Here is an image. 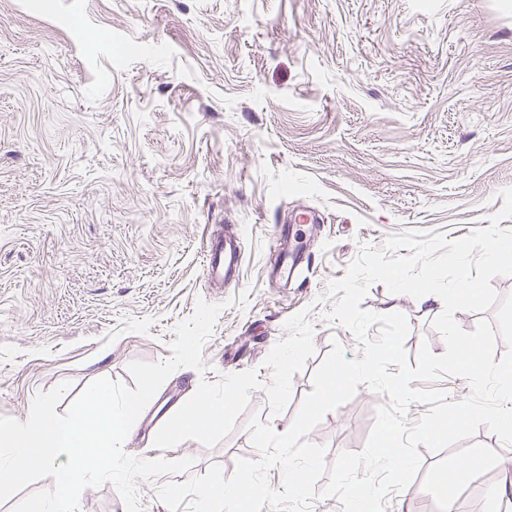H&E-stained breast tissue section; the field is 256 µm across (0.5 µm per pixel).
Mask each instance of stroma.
<instances>
[{
	"instance_id": "stroma-1",
	"label": "stroma",
	"mask_w": 512,
	"mask_h": 512,
	"mask_svg": "<svg viewBox=\"0 0 512 512\" xmlns=\"http://www.w3.org/2000/svg\"><path fill=\"white\" fill-rule=\"evenodd\" d=\"M507 187L512 0H0V416L60 385L63 414L97 378L132 384L198 301L220 304L204 371L175 370L123 445L192 458L137 483L143 512H168L163 486L258 459L253 423L290 428L333 341L360 356L328 287L364 247L488 227ZM303 208L323 223H293ZM281 224L292 280L272 272ZM227 225L242 276L212 288L202 247ZM362 307L406 316L409 366L444 353L442 302L376 282ZM200 391L230 392L222 427L165 441ZM388 401L359 385L307 439L330 464L361 452ZM505 450L484 426L422 450L385 512H493Z\"/></svg>"
}]
</instances>
